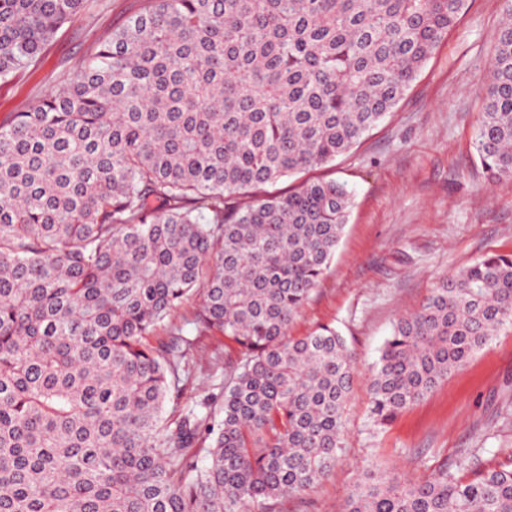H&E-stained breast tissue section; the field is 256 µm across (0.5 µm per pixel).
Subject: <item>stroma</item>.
<instances>
[{
	"mask_svg": "<svg viewBox=\"0 0 512 512\" xmlns=\"http://www.w3.org/2000/svg\"><path fill=\"white\" fill-rule=\"evenodd\" d=\"M144 0H92L56 34L37 64L0 83V119L71 79L83 58ZM505 0L469 8L421 69L410 90L348 154L274 184L303 178L345 183L353 206L331 266L296 317L291 335L335 326L359 373L345 410L343 450L307 493L266 503L264 512H338L363 464L421 479L471 454L462 480L512 463V328L505 327L388 426L368 416L370 369L394 322L417 311L436 285L476 260L512 254V181L487 178L473 148ZM224 342L197 338L177 407L220 397Z\"/></svg>",
	"mask_w": 512,
	"mask_h": 512,
	"instance_id": "35a3bbf8",
	"label": "stroma"
}]
</instances>
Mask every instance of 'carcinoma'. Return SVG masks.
<instances>
[{
  "label": "carcinoma",
  "instance_id": "carcinoma-1",
  "mask_svg": "<svg viewBox=\"0 0 512 512\" xmlns=\"http://www.w3.org/2000/svg\"><path fill=\"white\" fill-rule=\"evenodd\" d=\"M469 0H149L0 123V512H245L336 462L357 373L333 326L289 330L352 193L306 180L395 107ZM89 0H0V81ZM474 148L512 180V8ZM224 337L223 419L170 422L195 341ZM512 326V254L441 280L370 371L377 426ZM215 434L204 448V433ZM210 457L198 464L200 452ZM411 481L372 463L340 512H512V468Z\"/></svg>",
  "mask_w": 512,
  "mask_h": 512
}]
</instances>
